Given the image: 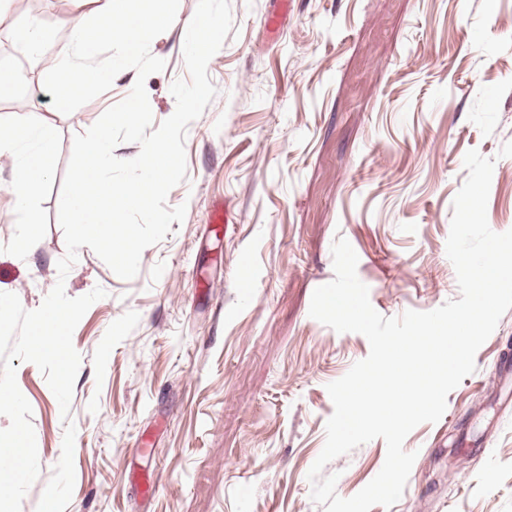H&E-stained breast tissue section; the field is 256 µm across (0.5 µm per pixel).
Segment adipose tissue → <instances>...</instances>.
Masks as SVG:
<instances>
[{
  "mask_svg": "<svg viewBox=\"0 0 512 512\" xmlns=\"http://www.w3.org/2000/svg\"><path fill=\"white\" fill-rule=\"evenodd\" d=\"M55 133L51 126L20 123L16 114H0V147L15 154V179L10 193L18 210H26L32 188L46 175Z\"/></svg>",
  "mask_w": 512,
  "mask_h": 512,
  "instance_id": "obj_1",
  "label": "adipose tissue"
}]
</instances>
